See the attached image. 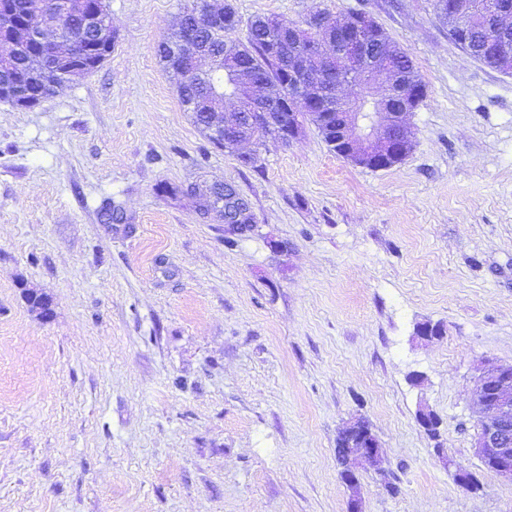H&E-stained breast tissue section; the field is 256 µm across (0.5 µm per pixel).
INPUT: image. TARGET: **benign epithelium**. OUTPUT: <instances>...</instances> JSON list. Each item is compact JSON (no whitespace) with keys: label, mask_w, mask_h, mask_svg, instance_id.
Masks as SVG:
<instances>
[{"label":"benign epithelium","mask_w":512,"mask_h":512,"mask_svg":"<svg viewBox=\"0 0 512 512\" xmlns=\"http://www.w3.org/2000/svg\"><path fill=\"white\" fill-rule=\"evenodd\" d=\"M205 25L224 21V6L213 0H204ZM46 9L54 16L48 25L34 12L21 11L14 0H0V72H8L21 57H34L35 70L27 79L0 81V100L31 109L43 98L35 97L27 82H48L58 88L77 74H87L96 69L112 53V22L102 17L99 4L91 9L75 11L72 0H48ZM79 15L87 39L81 50L72 49L61 22ZM448 17L458 33L466 36L478 23L498 31L492 53L503 64L512 62V0H448ZM52 27V35L46 28ZM337 41L306 35L302 25L278 24L279 40L297 41L307 37L308 47L301 60L288 62L291 94L288 100L295 103H322L336 117L328 126L331 145L336 155L353 164L383 170L396 159L407 157L414 137L407 117L416 110L421 99V83L413 79L403 81V76L393 63L392 50L382 40L378 23L363 13L336 14ZM211 63L208 72L222 73L231 82L249 121L262 117L278 131L279 139L288 142L299 133L295 121L283 129L273 120L259 84L241 66L231 59L214 56L198 46L188 52L189 69L202 71L201 61ZM343 85H355L362 90L354 99H344L338 94ZM224 90H214L213 101L218 108L214 122L220 128L237 131V121L224 122L219 112ZM512 392V368L490 369L477 379L474 397L479 408V432L474 451L485 465L501 478L512 482V402L506 394ZM380 444L369 426H364L357 441L354 456L375 459Z\"/></svg>","instance_id":"1"}]
</instances>
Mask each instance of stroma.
Here are the masks:
<instances>
[{"label":"stroma","instance_id":"1","mask_svg":"<svg viewBox=\"0 0 512 512\" xmlns=\"http://www.w3.org/2000/svg\"><path fill=\"white\" fill-rule=\"evenodd\" d=\"M231 3L239 41L258 16H372L426 85L413 148L360 168L308 123L245 166L156 56L185 0H108L100 67L35 109L0 101V512H348L356 417L380 443L362 512H512L473 449L477 376L512 366V74L432 0ZM223 180L256 221L231 246L186 193Z\"/></svg>","mask_w":512,"mask_h":512}]
</instances>
